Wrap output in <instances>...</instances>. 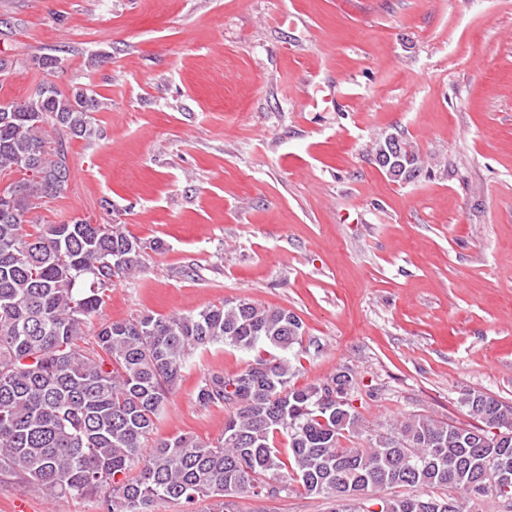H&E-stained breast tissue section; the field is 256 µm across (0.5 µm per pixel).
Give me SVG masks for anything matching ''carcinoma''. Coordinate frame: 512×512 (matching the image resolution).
<instances>
[{"instance_id":"carcinoma-1","label":"carcinoma","mask_w":512,"mask_h":512,"mask_svg":"<svg viewBox=\"0 0 512 512\" xmlns=\"http://www.w3.org/2000/svg\"><path fill=\"white\" fill-rule=\"evenodd\" d=\"M101 106L82 88L57 86L0 103V171L21 174L0 194V476L52 501L102 494L105 512L201 498L233 512L230 498H277L293 482L333 498L332 512H465L475 479L481 496L512 512L497 473L499 461L512 463V405L478 390L460 398L471 424L411 416L369 448H343L362 432L351 373L298 388L288 360L272 354L234 375L205 374L197 402L233 408L220 440L154 438L192 352L227 344L283 354L301 343L302 321L240 299L103 323L86 346L106 292L135 276L147 245L120 224L31 225L28 214L48 183L64 177L59 193L68 185L65 137H97Z\"/></svg>"}]
</instances>
